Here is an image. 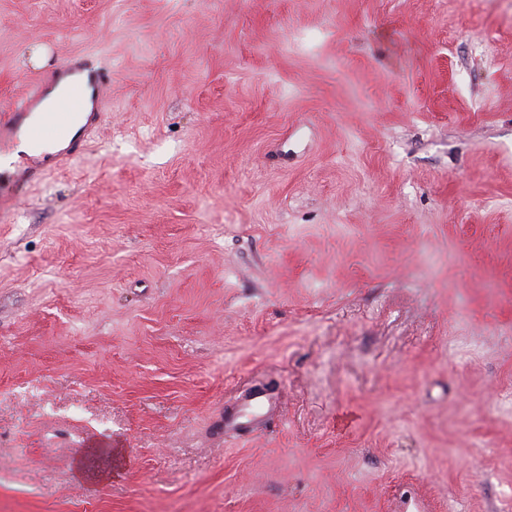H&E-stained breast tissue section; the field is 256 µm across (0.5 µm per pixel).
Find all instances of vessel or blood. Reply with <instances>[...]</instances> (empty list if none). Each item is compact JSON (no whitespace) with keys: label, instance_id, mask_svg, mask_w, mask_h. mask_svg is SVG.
Returning a JSON list of instances; mask_svg holds the SVG:
<instances>
[{"label":"vessel or blood","instance_id":"obj_1","mask_svg":"<svg viewBox=\"0 0 512 512\" xmlns=\"http://www.w3.org/2000/svg\"><path fill=\"white\" fill-rule=\"evenodd\" d=\"M62 71L77 76L78 85L67 94L54 98L51 111L34 117V108L49 98L50 80L40 75L33 80L24 96L15 102L11 111L0 113V160H8L10 168L36 179L78 157L81 144H74L67 152L53 154L46 166H33L27 154L19 151L21 139L42 140L47 133L65 136L75 121H83L85 131L98 129L101 112L106 102L107 81L101 70L88 58L61 63ZM284 412L283 396L265 384H251L237 388L230 405L221 417L225 435L256 437L264 434L268 426L281 420Z\"/></svg>","mask_w":512,"mask_h":512}]
</instances>
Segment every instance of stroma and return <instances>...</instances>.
Returning <instances> with one entry per match:
<instances>
[{"label": "stroma", "instance_id": "obj_1", "mask_svg": "<svg viewBox=\"0 0 512 512\" xmlns=\"http://www.w3.org/2000/svg\"><path fill=\"white\" fill-rule=\"evenodd\" d=\"M83 54L0 202V512H512V0H0V110ZM58 68L77 76L79 82L86 79L87 86L78 83L70 93L57 97L67 89L71 81L70 77L62 79L45 101L44 112L38 111L41 114L40 120L34 122L32 118L35 112H32V110L49 96L51 88L49 77L47 73H44L30 83L28 91L15 102L11 112L0 113V165L3 159L10 158L9 167L14 169L15 172L23 173L31 180L38 179L45 172L59 168L78 157L82 152V145L80 142L74 144L72 150L55 153L47 164L35 167L30 163L27 153L38 155L44 149L23 141L19 150L27 153L16 152L21 138L41 141L49 131H52L58 137L65 136L72 124L84 117L87 88L97 92V112L89 113L86 116V121L82 125L84 132L98 129L102 122L107 88V80L104 78L103 72L95 68L85 57L65 61ZM52 103L51 112H48ZM230 400L233 403L226 405L225 402L221 416L225 437L247 435L253 438L262 435L272 422L283 417L282 393L265 384L238 387Z\"/></svg>", "mask_w": 512, "mask_h": 512}]
</instances>
